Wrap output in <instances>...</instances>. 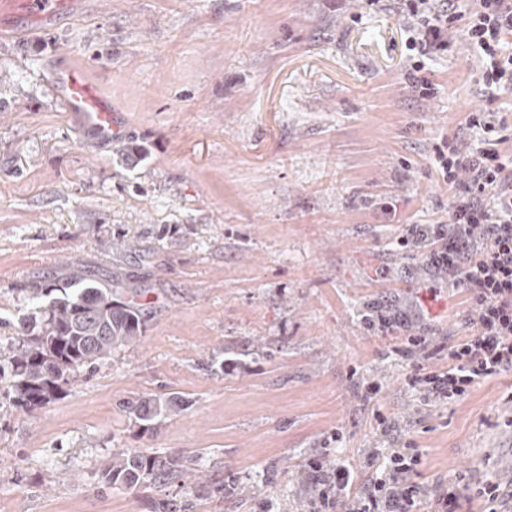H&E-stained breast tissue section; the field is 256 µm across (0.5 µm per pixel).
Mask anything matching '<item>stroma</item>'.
<instances>
[{"instance_id": "1", "label": "stroma", "mask_w": 512, "mask_h": 512, "mask_svg": "<svg viewBox=\"0 0 512 512\" xmlns=\"http://www.w3.org/2000/svg\"><path fill=\"white\" fill-rule=\"evenodd\" d=\"M11 11L0 8V344L23 289L66 284L75 265L145 289L148 322L46 408L0 397V512H257L265 499L301 512L322 444L359 482L375 477L365 456L389 445L381 416L407 427L427 488L464 472L512 479V373L425 409L389 350L465 332V294L397 244L405 225L447 219L434 146L486 105L464 34L427 61L436 93L424 99L404 23L364 0H72L19 36ZM62 65L123 115V141L145 150L137 166L61 111ZM388 298L408 318L394 338L363 322ZM175 393L190 408L147 424L124 408ZM122 448L201 458L202 475L102 485Z\"/></svg>"}]
</instances>
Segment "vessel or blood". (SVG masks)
<instances>
[{
	"label": "vessel or blood",
	"mask_w": 512,
	"mask_h": 512,
	"mask_svg": "<svg viewBox=\"0 0 512 512\" xmlns=\"http://www.w3.org/2000/svg\"><path fill=\"white\" fill-rule=\"evenodd\" d=\"M68 4L69 0H20L17 17L21 30L47 25ZM52 86L64 109L82 116L99 138L107 141L118 135L117 116L110 104L87 85L76 70L57 72Z\"/></svg>",
	"instance_id": "vessel-or-blood-1"
}]
</instances>
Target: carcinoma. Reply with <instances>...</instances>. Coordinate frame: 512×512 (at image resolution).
Masks as SVG:
<instances>
[{"mask_svg": "<svg viewBox=\"0 0 512 512\" xmlns=\"http://www.w3.org/2000/svg\"><path fill=\"white\" fill-rule=\"evenodd\" d=\"M21 292L27 311L17 319V338L0 346V393L24 411L54 403L81 370L136 346L146 330L143 305L126 299L121 287L107 288L84 271H74L64 286L46 282ZM189 406L190 401L174 394L148 407L132 399L125 408L147 422L163 411ZM195 471L180 457L126 450L102 471L101 480L132 488L157 476L184 478Z\"/></svg>", "mask_w": 512, "mask_h": 512, "instance_id": "carcinoma-1", "label": "carcinoma"}]
</instances>
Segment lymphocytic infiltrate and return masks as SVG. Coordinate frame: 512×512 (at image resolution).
I'll use <instances>...</instances> for the list:
<instances>
[{"mask_svg":"<svg viewBox=\"0 0 512 512\" xmlns=\"http://www.w3.org/2000/svg\"><path fill=\"white\" fill-rule=\"evenodd\" d=\"M405 23L410 76L420 97L434 95L424 76L426 60L448 53L457 31H464L480 63L479 83L488 105L468 113L464 132L441 140L435 161L448 184V220L406 225L398 242L422 256L427 265L467 295L468 317L463 337L440 348L431 337L411 336L395 352L409 360L406 384L422 405H449L463 399L484 380L512 373V159L498 147L512 140V124L494 103L499 91L512 88V0H471L460 10L458 0H394ZM478 132L465 141V132ZM447 351L448 366L430 370L427 362ZM391 448L371 449L369 461L386 458L379 476L358 485L350 465L315 453L307 461L310 476L307 512H464L478 503L481 512H499L502 484L486 480L474 485L466 475L428 493L420 481L422 452L399 424L387 426Z\"/></svg>","mask_w":512,"mask_h":512,"instance_id":"1","label":"lymphocytic infiltrate"}]
</instances>
